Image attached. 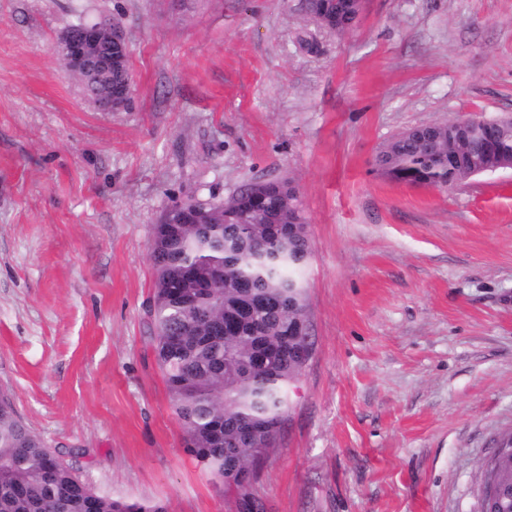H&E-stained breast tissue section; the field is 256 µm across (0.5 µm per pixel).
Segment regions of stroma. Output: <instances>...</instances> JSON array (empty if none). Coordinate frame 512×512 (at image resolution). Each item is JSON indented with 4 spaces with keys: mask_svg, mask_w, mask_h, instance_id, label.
<instances>
[{
    "mask_svg": "<svg viewBox=\"0 0 512 512\" xmlns=\"http://www.w3.org/2000/svg\"><path fill=\"white\" fill-rule=\"evenodd\" d=\"M0 0V389L89 486L166 512H477L512 431V173L380 175L406 129L512 115V0ZM119 19L131 101L54 54ZM292 180L312 354L248 499L182 444L151 348L168 208ZM361 0H305L307 9L318 23L337 34L353 29L361 13Z\"/></svg>",
    "mask_w": 512,
    "mask_h": 512,
    "instance_id": "obj_1",
    "label": "stroma"
}]
</instances>
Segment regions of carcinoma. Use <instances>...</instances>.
<instances>
[{"label": "carcinoma", "mask_w": 512, "mask_h": 512, "mask_svg": "<svg viewBox=\"0 0 512 512\" xmlns=\"http://www.w3.org/2000/svg\"><path fill=\"white\" fill-rule=\"evenodd\" d=\"M319 24L353 29L359 0H305ZM469 144L448 123L414 127L376 155L386 178L409 185L453 187L467 165L448 157ZM196 224H167L150 240L156 272L149 316L152 346L183 430V446L215 483L248 501L251 468L274 447L302 374L295 329L309 322L303 281L311 243L298 191L287 182H255L229 206L202 205ZM491 473L512 512V456ZM0 512H165L101 494L73 472L15 410L0 389Z\"/></svg>", "instance_id": "1"}]
</instances>
